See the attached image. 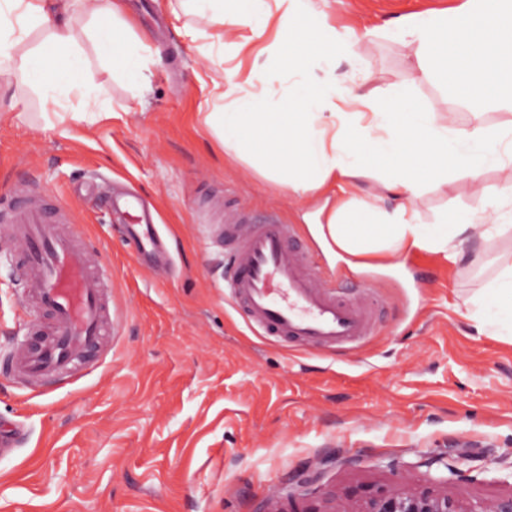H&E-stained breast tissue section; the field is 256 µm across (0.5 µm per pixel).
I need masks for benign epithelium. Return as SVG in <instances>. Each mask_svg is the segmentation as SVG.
Masks as SVG:
<instances>
[{"mask_svg":"<svg viewBox=\"0 0 512 512\" xmlns=\"http://www.w3.org/2000/svg\"><path fill=\"white\" fill-rule=\"evenodd\" d=\"M361 512H512V493L464 507L430 487L418 491L394 488L368 498Z\"/></svg>","mask_w":512,"mask_h":512,"instance_id":"7a95c632","label":"benign epithelium"}]
</instances>
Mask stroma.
<instances>
[{
	"mask_svg": "<svg viewBox=\"0 0 512 512\" xmlns=\"http://www.w3.org/2000/svg\"><path fill=\"white\" fill-rule=\"evenodd\" d=\"M156 64L129 84L83 38V78L101 107H42L24 86L0 98V203H61L107 273L111 320L102 346L66 379L16 375L34 313L15 241L0 232V512H328V491L370 495L436 486L464 503L512 493V338L479 329L476 300L512 263V230L473 237L449 261L416 250L367 270L329 264L299 213L307 201L226 155L212 78L224 67L222 27L180 0H124ZM336 29L453 15L468 0H308ZM365 88L409 97L458 130L512 123V108L474 110L438 79L418 78L408 51L377 35L362 60ZM136 187L158 211L166 265L136 255L111 216L107 184ZM468 180L424 186L416 206L435 222L480 213ZM276 214L292 245L346 297L365 282L377 329L333 352L266 335L224 296L235 208ZM426 287H419V280ZM432 467H423L425 459Z\"/></svg>",
	"mask_w": 512,
	"mask_h": 512,
	"instance_id": "obj_1",
	"label": "stroma"
}]
</instances>
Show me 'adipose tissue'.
<instances>
[{"label": "adipose tissue", "instance_id": "1", "mask_svg": "<svg viewBox=\"0 0 512 512\" xmlns=\"http://www.w3.org/2000/svg\"><path fill=\"white\" fill-rule=\"evenodd\" d=\"M190 2L199 13L216 16L237 54L277 20L280 66L301 84L287 106L264 109L267 75L255 71L243 79L237 68H224L213 80L225 101L224 151L250 159L284 188L308 198L301 219L329 262L360 270L369 253L395 258L415 250L452 261L468 235L512 221L511 181L486 195L478 214L453 213L427 223L415 205L423 183L444 185L452 175L483 193L487 170L512 168V125L459 132L405 96L376 99L364 93L371 73L344 82L330 72L311 76L312 58L327 64L339 55L366 52L373 28L336 30L320 15H305L303 0ZM78 4L96 21L91 37L100 52L142 80L154 61L144 55L141 38L135 47L118 50V32L130 28L121 0H0V79L30 85L48 104L74 96L83 115L96 111L99 102L80 79ZM39 26L56 48L53 58L17 56V46ZM396 39L409 48L421 77L439 76L473 108L491 99L512 106V0H470L464 12L449 18L410 17L399 24ZM369 176L376 179L378 202L389 197L394 207L343 200L347 188ZM476 315L480 325L512 335V265L489 284Z\"/></svg>", "mask_w": 512, "mask_h": 512}]
</instances>
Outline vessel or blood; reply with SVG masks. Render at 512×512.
Masks as SVG:
<instances>
[{
	"label": "vessel or blood",
	"instance_id": "obj_1",
	"mask_svg": "<svg viewBox=\"0 0 512 512\" xmlns=\"http://www.w3.org/2000/svg\"><path fill=\"white\" fill-rule=\"evenodd\" d=\"M112 210L134 218L133 237L140 254L158 252L160 240L149 205L132 192L112 196ZM18 241L27 296L55 323L41 345L17 352L15 364L26 375H61L76 356L99 343L107 312L97 255L79 250L76 225L67 223L63 206L34 200L8 218ZM290 225L267 219L247 225L228 256L232 277L224 293L242 305L268 335L317 348L350 349L375 332L370 306L339 297L306 269L288 240Z\"/></svg>",
	"mask_w": 512,
	"mask_h": 512
}]
</instances>
